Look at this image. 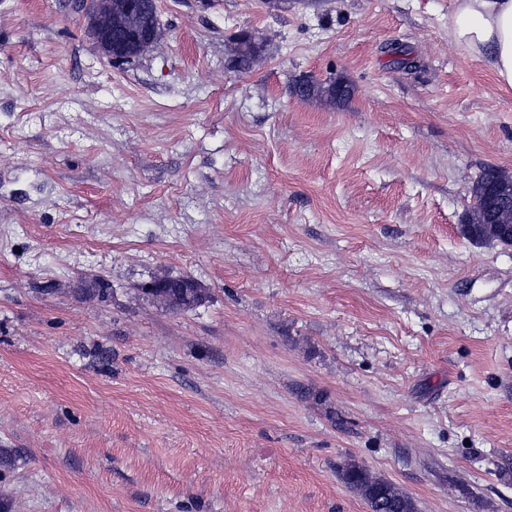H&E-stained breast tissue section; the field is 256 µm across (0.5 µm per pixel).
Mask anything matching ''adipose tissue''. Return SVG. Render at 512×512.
I'll use <instances>...</instances> for the list:
<instances>
[{"label":"adipose tissue","mask_w":512,"mask_h":512,"mask_svg":"<svg viewBox=\"0 0 512 512\" xmlns=\"http://www.w3.org/2000/svg\"><path fill=\"white\" fill-rule=\"evenodd\" d=\"M449 32L464 51L488 64L499 85L512 88V0H455Z\"/></svg>","instance_id":"1"}]
</instances>
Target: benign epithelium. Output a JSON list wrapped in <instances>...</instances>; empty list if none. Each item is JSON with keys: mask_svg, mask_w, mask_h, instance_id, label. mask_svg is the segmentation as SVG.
<instances>
[{"mask_svg": "<svg viewBox=\"0 0 512 512\" xmlns=\"http://www.w3.org/2000/svg\"><path fill=\"white\" fill-rule=\"evenodd\" d=\"M82 8L89 36L100 54L112 62L127 60L132 51L145 53L159 38L157 26L144 24L138 0H82ZM260 47L256 35L244 31L235 43V53L250 51L256 57ZM467 223L512 225L509 194H502L493 213L486 210L469 212Z\"/></svg>", "mask_w": 512, "mask_h": 512, "instance_id": "benign-epithelium-1", "label": "benign epithelium"}]
</instances>
